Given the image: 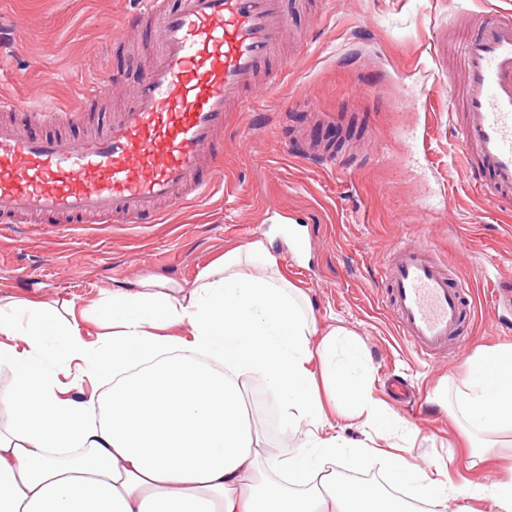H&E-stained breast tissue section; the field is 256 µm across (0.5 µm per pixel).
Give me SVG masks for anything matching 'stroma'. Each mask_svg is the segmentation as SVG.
Returning a JSON list of instances; mask_svg holds the SVG:
<instances>
[{"label": "stroma", "instance_id": "1", "mask_svg": "<svg viewBox=\"0 0 512 512\" xmlns=\"http://www.w3.org/2000/svg\"><path fill=\"white\" fill-rule=\"evenodd\" d=\"M141 0H0V94L74 112L90 89L112 116L132 101L151 58L145 32L124 30ZM455 0H327L294 13L299 57L277 59L258 110L225 135L210 193L143 224H17L0 236V298L86 305L149 277L192 282L224 251L268 239L289 282L364 345L373 395L406 427L408 459L455 486L499 477L465 448L455 413L434 393L482 347L512 346V208L478 199L456 163L448 117L465 32ZM345 141L334 161L303 156L302 139ZM429 244L469 289L461 347L423 360L383 303V266L401 246Z\"/></svg>", "mask_w": 512, "mask_h": 512}]
</instances>
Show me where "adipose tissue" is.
Returning a JSON list of instances; mask_svg holds the SVG:
<instances>
[{"label": "adipose tissue", "mask_w": 512, "mask_h": 512, "mask_svg": "<svg viewBox=\"0 0 512 512\" xmlns=\"http://www.w3.org/2000/svg\"><path fill=\"white\" fill-rule=\"evenodd\" d=\"M112 325L89 340L86 314L0 302V512H445L449 497L512 512V476L457 489L429 479L392 431L401 420L368 387L362 344L323 325L264 242L226 251L185 285L142 279L92 305ZM100 395L74 397L84 383ZM259 385L277 410L279 443L249 418ZM475 456L512 433V348L489 353L439 394ZM370 430L346 446L330 417ZM297 441L290 455L280 442ZM379 458L397 497L343 477Z\"/></svg>", "instance_id": "1"}]
</instances>
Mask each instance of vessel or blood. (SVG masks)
I'll return each instance as SVG.
<instances>
[{"label": "vessel or blood", "mask_w": 512, "mask_h": 512, "mask_svg": "<svg viewBox=\"0 0 512 512\" xmlns=\"http://www.w3.org/2000/svg\"><path fill=\"white\" fill-rule=\"evenodd\" d=\"M127 17L149 24L157 46L131 104L100 132L75 139L46 132L57 109L0 98L23 122H0V224L22 214L54 224L137 223L159 205L183 204L217 176L224 135L243 128L249 91L275 82L287 25L284 0H142ZM463 112L458 152L484 200L512 205V12L479 13L462 46ZM493 175L491 184L481 180ZM427 244L401 247L385 267V298L401 335L427 358L460 344L465 288Z\"/></svg>", "instance_id": "vessel-or-blood-1"}]
</instances>
